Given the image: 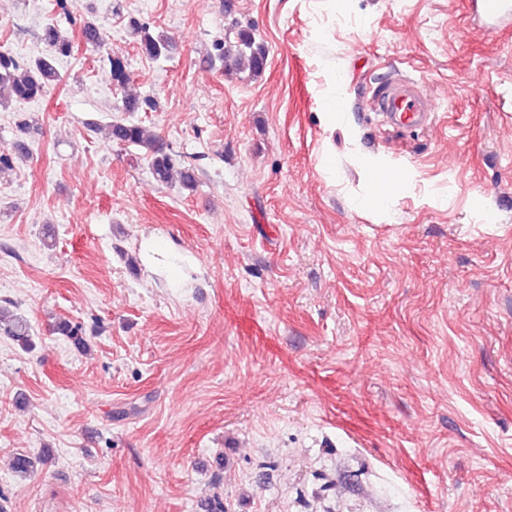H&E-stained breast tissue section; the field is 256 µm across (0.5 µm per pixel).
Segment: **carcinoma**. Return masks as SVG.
<instances>
[{
	"label": "carcinoma",
	"instance_id": "obj_1",
	"mask_svg": "<svg viewBox=\"0 0 512 512\" xmlns=\"http://www.w3.org/2000/svg\"><path fill=\"white\" fill-rule=\"evenodd\" d=\"M133 32L139 37L141 51L149 58L157 60L169 53L171 45L168 38L151 33L144 25L133 26ZM41 40L47 47V54L27 63L19 62L8 53H0V89L8 90V99L17 105L42 98L50 87L61 82L56 60L73 52L72 41L54 23L43 28ZM265 60L264 45L256 42L248 32L239 33L234 65L245 66L257 76L262 72ZM107 61L108 75L115 91L121 95L123 110L134 112L140 109L139 96L130 89L129 74L123 61L110 55ZM106 136L111 141L144 150L150 157L152 175L156 181L166 184L173 178L175 159L161 138L149 128L140 123L115 120L107 125ZM7 333L22 345H30L27 320L21 317L13 319L7 325ZM37 462L36 457L19 454L13 460L12 470L19 477H27L34 472Z\"/></svg>",
	"mask_w": 512,
	"mask_h": 512
}]
</instances>
